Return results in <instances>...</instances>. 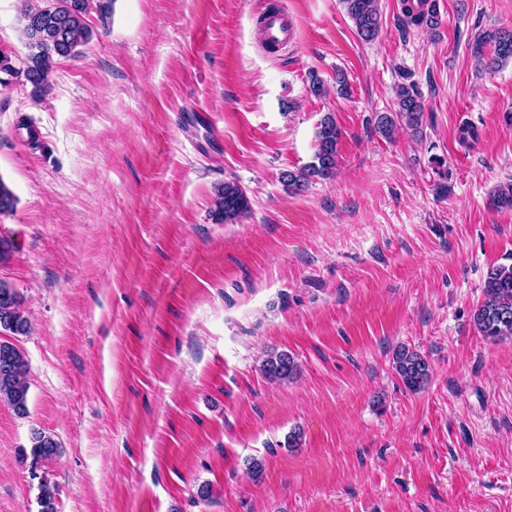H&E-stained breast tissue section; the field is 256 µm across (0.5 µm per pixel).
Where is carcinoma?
Here are the masks:
<instances>
[{
  "label": "carcinoma",
  "mask_w": 512,
  "mask_h": 512,
  "mask_svg": "<svg viewBox=\"0 0 512 512\" xmlns=\"http://www.w3.org/2000/svg\"><path fill=\"white\" fill-rule=\"evenodd\" d=\"M92 0H45V4L25 0L21 15L22 34L28 48L25 78L36 88L47 85L49 72L57 59H67L79 53V48L90 42L93 30L86 21ZM349 18L353 21L359 39L375 41L381 30L380 0H343ZM407 24L431 28L438 24L435 9H421L406 5L403 9ZM471 50L478 60L492 71L512 61V31L485 30L478 33ZM395 109L376 115L375 128L388 138L397 125L404 124L417 132L422 129L424 105L420 95L411 87L400 86L396 92ZM317 146L313 161L303 169L283 173L290 187L300 189L313 178L334 175L339 158L340 128L332 114L320 121L315 135ZM490 204L498 208H512V183L500 185L493 191ZM215 220L233 223L250 209L249 199L234 180H226L215 188L212 199ZM486 299L476 310L473 320L476 329L486 339L496 341L512 337V264L490 268L484 280ZM0 328L13 334L29 332V321L19 308L18 293L0 280ZM394 368L406 388L421 389L430 379L431 365L416 350L399 347L393 355ZM260 371L270 381L283 382L294 378L298 364L287 351H269L260 364ZM28 363L23 352L14 344L0 342V401L8 402L23 415L27 412ZM58 451L56 440L43 431L32 433L31 446L22 460H30L35 468L51 459ZM38 512H57L55 491L45 481L39 483Z\"/></svg>",
  "instance_id": "cac0c4a2"
}]
</instances>
